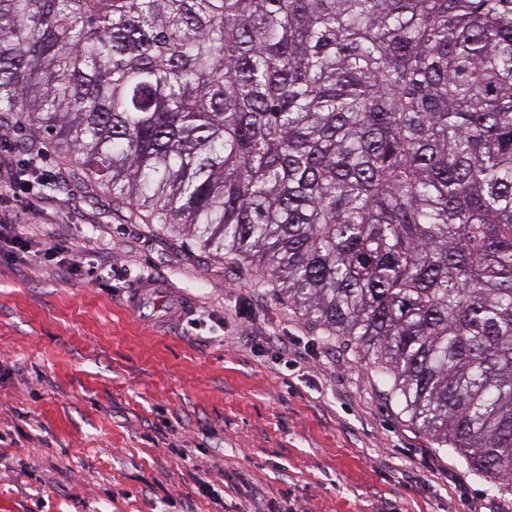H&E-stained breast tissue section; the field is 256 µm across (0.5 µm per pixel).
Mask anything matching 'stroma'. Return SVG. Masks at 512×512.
<instances>
[{"label": "stroma", "instance_id": "35a3bbf8", "mask_svg": "<svg viewBox=\"0 0 512 512\" xmlns=\"http://www.w3.org/2000/svg\"><path fill=\"white\" fill-rule=\"evenodd\" d=\"M1 134L50 177L10 209L29 252L0 249V512H512L272 283Z\"/></svg>", "mask_w": 512, "mask_h": 512}]
</instances>
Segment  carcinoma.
<instances>
[{"mask_svg":"<svg viewBox=\"0 0 512 512\" xmlns=\"http://www.w3.org/2000/svg\"><path fill=\"white\" fill-rule=\"evenodd\" d=\"M14 116L512 490V0H0Z\"/></svg>","mask_w":512,"mask_h":512,"instance_id":"carcinoma-1","label":"carcinoma"}]
</instances>
